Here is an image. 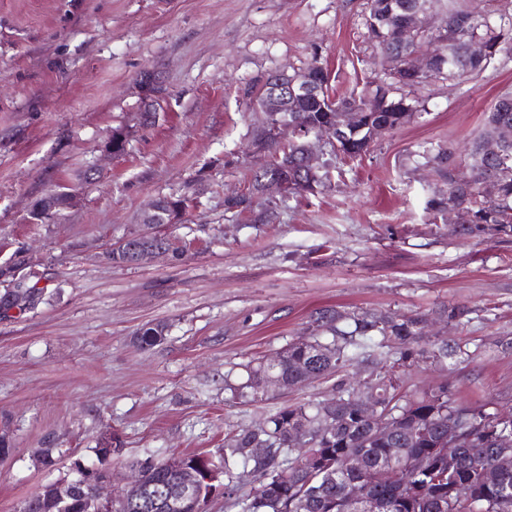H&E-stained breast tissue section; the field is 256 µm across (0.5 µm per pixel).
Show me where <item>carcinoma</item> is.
Listing matches in <instances>:
<instances>
[{
	"label": "carcinoma",
	"mask_w": 512,
	"mask_h": 512,
	"mask_svg": "<svg viewBox=\"0 0 512 512\" xmlns=\"http://www.w3.org/2000/svg\"><path fill=\"white\" fill-rule=\"evenodd\" d=\"M412 0H366L365 25L368 38L387 55L392 67L407 64L421 48L435 43L439 55L434 60L432 77L463 82L487 70L503 55H512V0H436L438 7L452 20L446 27L423 32L415 40L402 43L394 38L405 10ZM484 42L489 53L474 59L469 44ZM307 68L314 75L325 76L319 92L301 106V111L269 112L268 123L282 117L296 119L306 128V135L286 143L270 144V161L260 173L250 177L248 191L224 198V213L239 216L253 212L254 195L262 183L283 177L295 186L296 193L307 192L308 173L303 161L317 126L335 125L336 113L330 104V73L318 58ZM420 84L403 83L386 73L366 82L359 92H351L340 102L358 107V118L345 129L335 130L339 149L335 156L356 158L369 150L373 127L386 125L395 130L410 122L419 112L416 92ZM502 125L512 126V92L501 94L487 113L482 132L472 141L463 162L454 161L451 147L440 148L426 163L434 165L450 182L458 205L471 218L452 226L460 238L512 237V143L496 155L481 150L483 142ZM127 133L112 131L107 148L112 154L126 151ZM494 176L499 194L486 198L481 179ZM68 191L60 187L48 194L53 209L39 200L31 210L35 224L54 222L66 209ZM185 197L158 199L160 213L152 225L154 241L182 257L184 247L161 232L167 225L168 212L189 209ZM127 247L112 251L109 262L117 267L134 264L136 250L142 246L140 232L129 233ZM468 310L459 305H443L415 315L396 312L375 313L364 310H323L311 320L309 337L303 343L288 344L277 358L262 359L247 366V380L239 387H229L232 396L246 402L258 401L274 386L301 388L316 378H337L336 396L323 401L287 404L255 426L228 430L224 447L212 453L218 468L216 482L200 491L201 512H207L213 488H224V497L239 507V512H346L347 490L362 493L361 512H512V451L501 456L498 444L512 439V412L489 411L486 406H462L445 385L413 392L403 390L405 368L420 361L440 363L450 355L471 357L468 344L451 346L448 340L426 335L425 324L436 317L450 328L461 324ZM166 325L147 324L136 335L142 348L159 344ZM369 366L368 377L356 388L347 386L339 374L358 356ZM371 398L379 412L398 426L395 436L376 433L359 418L358 403ZM336 420V429L326 432V418ZM453 427L462 441L473 435L485 437L484 459L475 460L469 449L461 446L448 455L442 434ZM292 430L303 432L298 454L288 446ZM255 443L267 444V455L248 459L243 449ZM493 465L497 481L486 482L483 470ZM385 467L391 479L385 484L373 481L375 471ZM146 483L155 494L163 495L177 486L175 471L163 467V461L145 460L140 464ZM257 483L249 493L238 494L244 479ZM467 483L472 489L468 499L459 498L456 487Z\"/></svg>",
	"instance_id": "obj_1"
}]
</instances>
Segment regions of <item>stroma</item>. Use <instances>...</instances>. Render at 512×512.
Wrapping results in <instances>:
<instances>
[{
	"instance_id": "1",
	"label": "stroma",
	"mask_w": 512,
	"mask_h": 512,
	"mask_svg": "<svg viewBox=\"0 0 512 512\" xmlns=\"http://www.w3.org/2000/svg\"><path fill=\"white\" fill-rule=\"evenodd\" d=\"M320 57L335 97L380 71L363 0H0V262L26 246L47 292L0 319V512H18L42 484L96 460L103 434L123 483L133 462L206 455L228 426L283 404L333 397L332 380L232 399L246 364L306 338L316 311L413 314L439 304L469 313L449 341L468 358L407 371L409 390L445 385L457 402L512 407V238L465 240L430 219L427 192L446 181L423 152H463L496 98L512 91V59L459 84L430 80L424 109L371 145L336 159L330 183L291 196L279 219L225 217L224 198L260 165L249 152L263 115L244 91L260 75ZM161 108L143 124L140 76ZM129 145L107 152L113 128ZM75 187L62 219L31 224L33 204ZM194 199L166 231L181 259L115 267L99 254L138 231L163 196ZM167 327L149 349L133 338ZM53 451L42 467L39 450Z\"/></svg>"
}]
</instances>
